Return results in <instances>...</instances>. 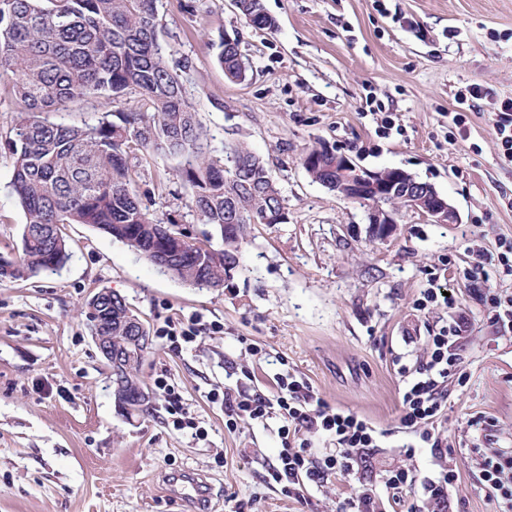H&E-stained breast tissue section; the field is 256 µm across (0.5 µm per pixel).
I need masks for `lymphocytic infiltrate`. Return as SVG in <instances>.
Returning a JSON list of instances; mask_svg holds the SVG:
<instances>
[{
    "mask_svg": "<svg viewBox=\"0 0 512 512\" xmlns=\"http://www.w3.org/2000/svg\"><path fill=\"white\" fill-rule=\"evenodd\" d=\"M498 247L495 255L477 250L475 261L468 263L463 276L487 307L491 324L508 332L512 330V293L489 286L486 267L496 262L512 274V239H500ZM467 328L466 322L455 321L430 330L425 363L415 368L404 364L398 368L404 379L400 422L432 448L443 444L436 425L447 404L448 379L458 371L457 342ZM224 405L228 412L226 425L231 429L236 428L238 422L262 420L271 411L279 412L283 421L282 450L271 477L289 496L299 495L309 486H323L333 473L351 471L361 454L375 447L378 438L372 423L354 413L331 408L315 395L307 382L287 375L277 376L273 395L228 396ZM470 423L481 431L483 443L490 447L483 462V481L489 495L497 503L498 512H512V448L493 447V424L485 416L472 417ZM312 431L326 434L336 443L335 456L328 458L325 464H316L307 452L309 443L303 435ZM457 481L458 474L452 468L444 469L433 478L399 468L390 472L386 485L396 497L415 488L429 501L444 504Z\"/></svg>",
    "mask_w": 512,
    "mask_h": 512,
    "instance_id": "lymphocytic-infiltrate-1",
    "label": "lymphocytic infiltrate"
}]
</instances>
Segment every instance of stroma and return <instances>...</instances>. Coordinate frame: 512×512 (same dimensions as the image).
Here are the masks:
<instances>
[{
    "label": "stroma",
    "mask_w": 512,
    "mask_h": 512,
    "mask_svg": "<svg viewBox=\"0 0 512 512\" xmlns=\"http://www.w3.org/2000/svg\"><path fill=\"white\" fill-rule=\"evenodd\" d=\"M261 2L273 28L250 25L233 0H157L160 41L213 157L223 158L228 142L260 156L281 189L287 223L247 225L240 266L221 288L189 286L89 224L63 226L69 259L57 272L0 282V512H191L183 472L206 482L208 512H339L363 489L386 496L391 470L448 466L459 474L448 507L428 503L423 512H494L470 419H493L498 447L512 448V334L492 326L463 269L471 242L491 251L512 237V160L493 124L512 99V0ZM224 38L239 45L244 81L227 79L217 61ZM471 85L482 96L458 104ZM369 96L399 132L377 135L380 114L362 108ZM459 110L469 117L463 137L449 118ZM18 119L10 85L0 81V253L12 256L25 222L6 146ZM320 145L360 168H399L432 185L457 223L407 211L390 241H369L365 207L304 169L303 154ZM129 163L150 218L175 220L198 237L179 159L133 154ZM432 274L454 291L455 308H417ZM104 288L125 297L151 338L139 374L153 404L132 424L115 408L84 314ZM192 314L210 332L171 351L161 327ZM459 318L469 325L459 348L469 381L448 382L437 454L400 423L393 360L418 366L428 328ZM249 343L258 355L246 352ZM283 372L378 430L359 466L299 498L269 479L280 418L232 432L213 397L270 393ZM160 376L203 435L173 427L154 389Z\"/></svg>",
    "instance_id": "1"
}]
</instances>
